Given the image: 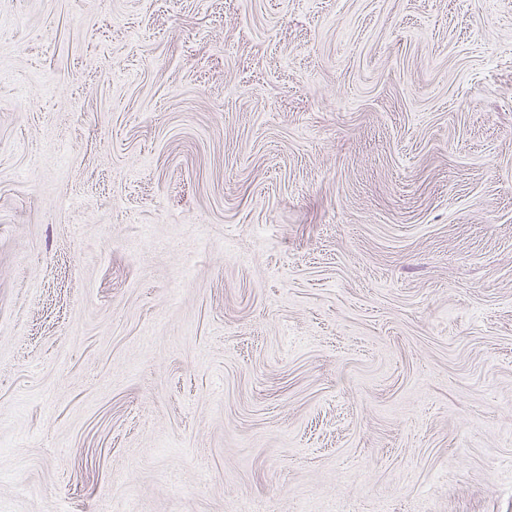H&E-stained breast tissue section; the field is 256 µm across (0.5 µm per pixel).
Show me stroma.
<instances>
[{
  "label": "stroma",
  "instance_id": "obj_1",
  "mask_svg": "<svg viewBox=\"0 0 512 512\" xmlns=\"http://www.w3.org/2000/svg\"><path fill=\"white\" fill-rule=\"evenodd\" d=\"M512 512V0H0V512Z\"/></svg>",
  "mask_w": 512,
  "mask_h": 512
}]
</instances>
